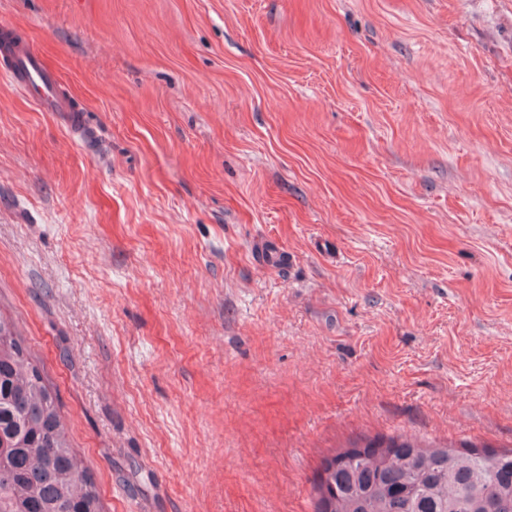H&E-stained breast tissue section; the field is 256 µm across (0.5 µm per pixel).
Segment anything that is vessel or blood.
Listing matches in <instances>:
<instances>
[{"mask_svg": "<svg viewBox=\"0 0 512 512\" xmlns=\"http://www.w3.org/2000/svg\"><path fill=\"white\" fill-rule=\"evenodd\" d=\"M0 44L7 49L6 79L31 97L41 111H81V104L62 87L57 72L42 60L29 42L6 29L0 31Z\"/></svg>", "mask_w": 512, "mask_h": 512, "instance_id": "b4317fda", "label": "vessel or blood"}]
</instances>
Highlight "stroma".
Returning <instances> with one entry per match:
<instances>
[{"instance_id":"35a3bbf8","label":"stroma","mask_w":512,"mask_h":512,"mask_svg":"<svg viewBox=\"0 0 512 512\" xmlns=\"http://www.w3.org/2000/svg\"><path fill=\"white\" fill-rule=\"evenodd\" d=\"M0 315L106 512H315L321 460L512 448V0H0ZM2 35L3 55L8 57L3 74L11 85L31 97L43 112H82L78 100L62 87L58 73L29 42L17 38L7 27Z\"/></svg>"}]
</instances>
